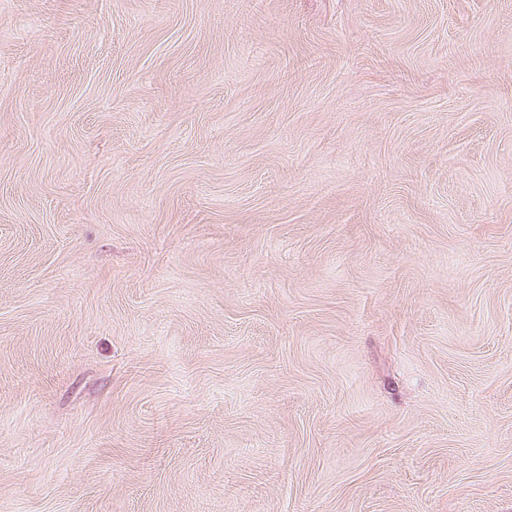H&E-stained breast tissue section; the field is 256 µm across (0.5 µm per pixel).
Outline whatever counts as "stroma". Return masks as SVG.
<instances>
[{"label":"stroma","instance_id":"35a3bbf8","mask_svg":"<svg viewBox=\"0 0 512 512\" xmlns=\"http://www.w3.org/2000/svg\"><path fill=\"white\" fill-rule=\"evenodd\" d=\"M0 512H512V0H0Z\"/></svg>","mask_w":512,"mask_h":512}]
</instances>
